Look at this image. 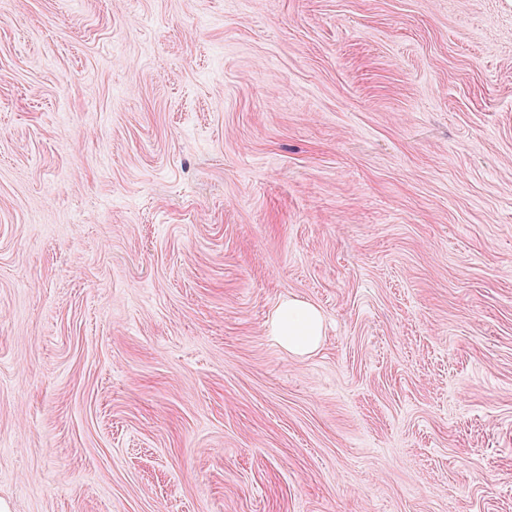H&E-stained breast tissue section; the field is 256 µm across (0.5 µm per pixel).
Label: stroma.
<instances>
[{"label": "stroma", "instance_id": "1", "mask_svg": "<svg viewBox=\"0 0 512 512\" xmlns=\"http://www.w3.org/2000/svg\"><path fill=\"white\" fill-rule=\"evenodd\" d=\"M0 512H512V0H0ZM270 331L288 352L304 354L318 346L324 334V323L316 307L304 301L288 299L280 305Z\"/></svg>", "mask_w": 512, "mask_h": 512}]
</instances>
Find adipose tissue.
Returning <instances> with one entry per match:
<instances>
[{
	"mask_svg": "<svg viewBox=\"0 0 512 512\" xmlns=\"http://www.w3.org/2000/svg\"><path fill=\"white\" fill-rule=\"evenodd\" d=\"M281 347L296 354L316 348L324 334L323 318L313 305L289 299L284 301L270 326Z\"/></svg>",
	"mask_w": 512,
	"mask_h": 512,
	"instance_id": "adipose-tissue-1",
	"label": "adipose tissue"
}]
</instances>
